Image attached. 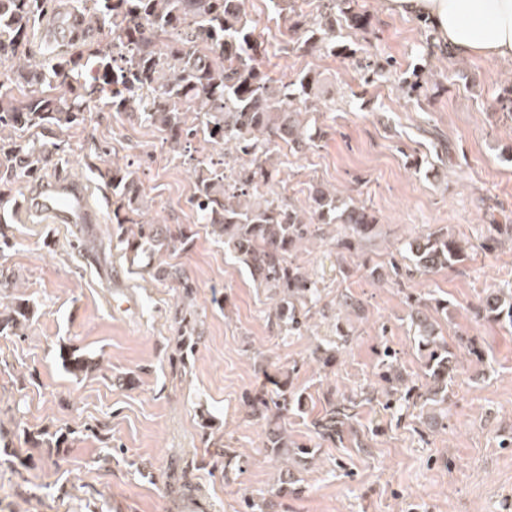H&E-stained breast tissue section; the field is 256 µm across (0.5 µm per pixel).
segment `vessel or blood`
Segmentation results:
<instances>
[{
  "label": "vessel or blood",
  "mask_w": 512,
  "mask_h": 512,
  "mask_svg": "<svg viewBox=\"0 0 512 512\" xmlns=\"http://www.w3.org/2000/svg\"><path fill=\"white\" fill-rule=\"evenodd\" d=\"M28 210L47 224H93L98 220L87 190L59 181L42 182L30 195Z\"/></svg>",
  "instance_id": "obj_1"
}]
</instances>
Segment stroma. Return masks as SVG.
Wrapping results in <instances>:
<instances>
[{
  "mask_svg": "<svg viewBox=\"0 0 512 512\" xmlns=\"http://www.w3.org/2000/svg\"><path fill=\"white\" fill-rule=\"evenodd\" d=\"M246 6L270 76L311 70L322 79L310 116L317 141L299 152L275 148V192L304 209L312 186L334 189L374 212L373 234L346 251L335 246L340 226H324L290 254L322 299L307 328L289 336L268 317L271 290L201 224L190 204L193 173L163 133L108 110L54 130L62 151L45 177L88 188L101 221L87 229L40 223L17 210L26 184L5 211L14 246L0 253V270L16 285L0 290V304L23 298L35 315L24 335H0V439L19 454L0 466V512H241L247 497L269 512H512V448L500 445L512 435V328L478 314L487 293L512 283V236L493 230L512 224V114L498 104L512 87V64L428 53L430 29L383 13L380 0L355 4L370 18L367 31L337 30L356 51L345 60L297 49L268 0ZM425 55L428 91L407 99L398 83ZM366 57L394 60L396 70L364 84L356 62ZM114 163L131 164L145 217L195 232L173 257L197 286L202 317L186 363L175 358V288L131 265L107 220L111 194L94 170ZM433 231L461 240L465 260L392 276L408 242ZM118 288L131 309L113 310ZM216 291L223 305L213 304ZM431 294L449 303L433 316L439 336L452 348L458 336L475 337L482 353L478 362L461 357L444 419L421 412L423 360L410 322L417 300ZM348 297L356 308L344 307ZM387 345L413 388L396 409L385 405L381 377ZM65 346L95 353L99 369L68 374L58 359ZM319 346L337 347L335 360L319 361ZM275 372L306 399L284 419L289 441L316 451L289 464L306 488L299 497H276L282 465L264 450L266 417L247 405ZM330 396L351 402V418L325 442L315 422ZM206 415L242 469L225 471L214 456ZM46 427L68 431L67 446L37 444Z\"/></svg>",
  "mask_w": 512,
  "mask_h": 512,
  "instance_id": "obj_1",
  "label": "stroma"
}]
</instances>
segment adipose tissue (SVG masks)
Wrapping results in <instances>:
<instances>
[{
    "mask_svg": "<svg viewBox=\"0 0 512 512\" xmlns=\"http://www.w3.org/2000/svg\"><path fill=\"white\" fill-rule=\"evenodd\" d=\"M385 13L424 19L456 55L512 62V0H382Z\"/></svg>",
    "mask_w": 512,
    "mask_h": 512,
    "instance_id": "ef3b65f1",
    "label": "adipose tissue"
}]
</instances>
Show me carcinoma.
<instances>
[{"mask_svg": "<svg viewBox=\"0 0 512 512\" xmlns=\"http://www.w3.org/2000/svg\"><path fill=\"white\" fill-rule=\"evenodd\" d=\"M53 0H0V133L12 130L74 127L84 122L93 105L115 112H136L150 125L166 134L170 151L183 156L186 144L202 133L208 141L229 147L246 164L239 170L238 183L224 184V177L206 163L188 158L196 181L191 199L193 209L210 228L214 239L249 270L261 286L280 295L276 317L291 334L305 327L312 305L320 299L317 283L287 261L289 253L311 235L314 224H339L350 248L352 237H366L377 217L364 206L348 204L336 192L317 186L310 194V210L298 211L275 197L274 191L260 193L259 184L270 183L266 168L271 152L283 130L298 145L314 143L315 137L300 119L308 103L318 98L319 77L301 71L281 85L262 67L261 43L246 12V0H84L86 27L66 42L65 51L50 63L30 62V34ZM354 0H320L319 19L295 9V0H269L273 10L288 23L293 43L303 50H317L347 59L349 45L336 41V20L354 29L367 25L364 13L356 11ZM112 34V50L106 51L96 35ZM424 66L404 78L401 89L412 99L426 91ZM29 88L24 99L12 96L8 85ZM58 145L54 142L28 143L0 136V205L8 191L23 182L38 181ZM112 195L110 223L117 229L134 224L137 231L119 242L129 260H148V273L160 282L178 288V297L191 300L196 285L177 264L168 261L193 239L190 227L174 232L167 224L141 221L144 193L133 189L130 170L117 164L98 171ZM408 251L416 269L431 272L461 260L459 243L430 233L412 240ZM485 318L512 327V285L487 295L482 303ZM34 310L21 300L0 311V335H14ZM195 316L181 317L178 344L180 361H185L187 339L195 332ZM414 341L423 357L426 380L425 401L434 405L448 402V382L457 371L458 354L436 332L431 316L416 310L412 317ZM63 368L72 376H85L99 366V360L79 348L60 351ZM383 377L393 383L386 405L400 393L404 378L396 354L383 352ZM274 396L256 401L257 409L271 408L284 415L288 407L301 406V397L288 393L287 383L268 374ZM348 417V406L330 403L315 422L322 439L334 440ZM40 444L63 448L68 434L61 430L39 432ZM264 447L270 455L289 460L311 455L312 448L292 447L280 426L268 427ZM280 479L278 496L298 497L302 486L288 476Z\"/></svg>", "mask_w": 512, "mask_h": 512, "instance_id": "1", "label": "carcinoma"}]
</instances>
